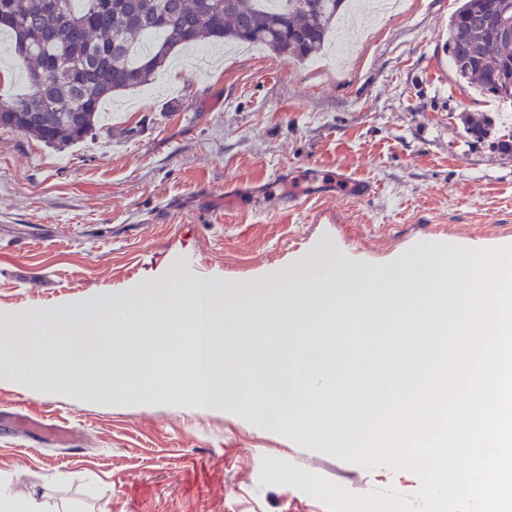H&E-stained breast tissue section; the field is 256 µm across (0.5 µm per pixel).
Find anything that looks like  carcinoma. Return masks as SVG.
<instances>
[{"label": "carcinoma", "instance_id": "carcinoma-1", "mask_svg": "<svg viewBox=\"0 0 512 512\" xmlns=\"http://www.w3.org/2000/svg\"><path fill=\"white\" fill-rule=\"evenodd\" d=\"M0 0L11 34L6 55L22 69L29 91L0 96V129L64 148L96 130L102 105L118 91L149 84L178 47L208 42L257 44L297 60L319 53L347 0ZM497 0H463L448 23L445 51L456 77L493 99L512 100V40H499L491 19ZM54 68L46 87L36 72ZM478 140L495 125L469 118Z\"/></svg>", "mask_w": 512, "mask_h": 512}]
</instances>
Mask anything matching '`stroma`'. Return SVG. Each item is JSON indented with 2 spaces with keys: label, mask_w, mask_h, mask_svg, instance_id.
Segmentation results:
<instances>
[{
  "label": "stroma",
  "mask_w": 512,
  "mask_h": 512,
  "mask_svg": "<svg viewBox=\"0 0 512 512\" xmlns=\"http://www.w3.org/2000/svg\"><path fill=\"white\" fill-rule=\"evenodd\" d=\"M461 0H408L377 15L340 67L262 51L226 53L192 74L161 71L156 92H121L93 137L63 149L0 129V311L121 294L179 267L184 283L251 284L324 250L381 266L420 245L512 240V153L476 140L490 100L457 80L444 50ZM345 170L366 199L320 195L287 208L290 184ZM74 424L77 453L0 433V475L55 512H328L308 473L355 493L384 488L328 449L184 397L81 401L0 379V411Z\"/></svg>",
  "instance_id": "obj_1"
}]
</instances>
